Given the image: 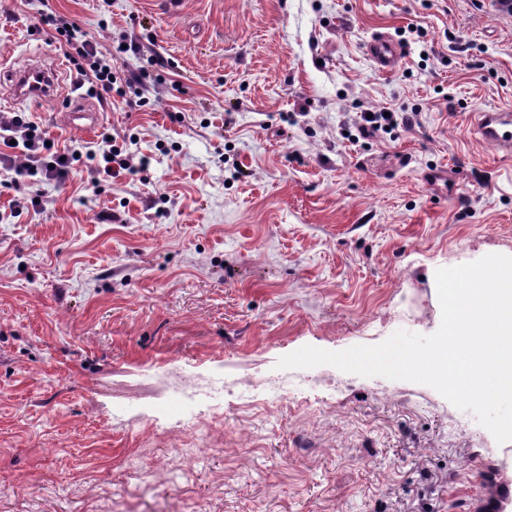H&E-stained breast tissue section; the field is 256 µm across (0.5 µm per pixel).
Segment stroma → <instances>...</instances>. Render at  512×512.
I'll list each match as a JSON object with an SVG mask.
<instances>
[{
	"label": "stroma",
	"mask_w": 512,
	"mask_h": 512,
	"mask_svg": "<svg viewBox=\"0 0 512 512\" xmlns=\"http://www.w3.org/2000/svg\"><path fill=\"white\" fill-rule=\"evenodd\" d=\"M76 19L117 71L152 72L141 107L58 93L15 104L56 146L133 138L147 168L39 183L16 207L0 170V512H475L512 491V456L454 427L432 387L330 365L277 369L441 324L435 272L512 256V156L469 117L512 106V16L473 0H0L14 68L66 52L41 11ZM383 34L388 74L367 53ZM139 54H119L124 38ZM419 125L353 142L367 109ZM289 378L287 397L167 407L137 388ZM324 377L317 392L303 379ZM370 55L380 72H392L401 59V50L384 37L375 36L369 42Z\"/></svg>",
	"instance_id": "1"
}]
</instances>
